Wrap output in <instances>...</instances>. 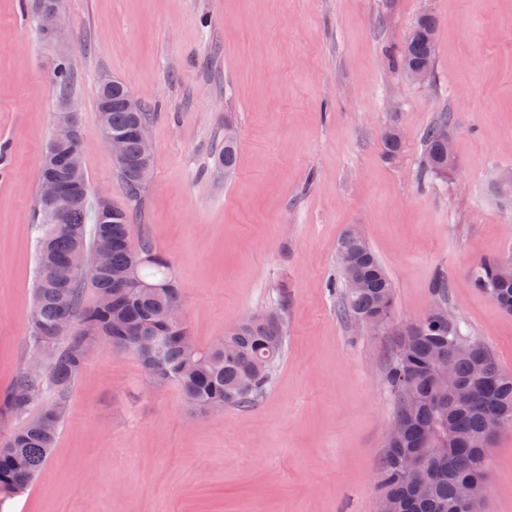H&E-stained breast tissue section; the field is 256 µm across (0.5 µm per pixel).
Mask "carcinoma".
<instances>
[{
  "label": "carcinoma",
  "mask_w": 512,
  "mask_h": 512,
  "mask_svg": "<svg viewBox=\"0 0 512 512\" xmlns=\"http://www.w3.org/2000/svg\"><path fill=\"white\" fill-rule=\"evenodd\" d=\"M437 20L423 15L406 40L402 67L434 68ZM129 88L122 83L98 91L97 108L102 135L124 137L129 163L118 166L127 193L140 197L144 180L134 161L142 156L135 126L148 122L143 110L129 111L123 103ZM445 123L431 126L423 137L425 168L448 174V155L440 139ZM50 141L58 151L48 168L58 178L69 180L71 148L83 150L58 124ZM89 194L73 201L66 210L67 223L48 224L38 206L37 279L29 311L28 349L48 347L54 357L42 377L23 368L0 397V414H29L49 386L55 400L15 429L0 447V512L36 478L55 447L58 428L71 383L84 371L86 361L76 354L84 342L106 344L138 357L154 385L176 383L185 400L201 410L214 403L228 408H248L263 392L270 370L286 344V331L272 314L248 318L228 329L210 348L195 347L184 320L163 323L168 310L180 304V295L169 263L147 243L134 247L129 234L130 215L123 209L110 213L94 210L92 228H87ZM107 244L111 264L101 268L95 260L80 269H69L71 254L81 250L95 254ZM341 255L342 313L347 319L377 317L387 324L394 309L393 285L366 238L350 229L338 241ZM138 256L147 261L136 268L142 288H126L112 294V307L86 306L83 290L112 288V270L123 269ZM512 259L507 255L482 260L471 271L474 287L487 294L502 311L512 314ZM356 279L358 287H349ZM158 339L152 357L138 346ZM453 357L456 382L466 396L448 389L439 377L436 363ZM387 379L399 398L396 419L406 426L398 448L384 456L379 490L390 500L393 512H463L459 486L486 474L485 426L496 415L512 427V371L503 369L478 339L448 326V310L441 305L429 309L400 334L389 363Z\"/></svg>",
  "instance_id": "obj_1"
}]
</instances>
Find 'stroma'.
I'll list each match as a JSON object with an SVG mask.
<instances>
[{"label":"stroma","instance_id":"1","mask_svg":"<svg viewBox=\"0 0 512 512\" xmlns=\"http://www.w3.org/2000/svg\"><path fill=\"white\" fill-rule=\"evenodd\" d=\"M49 40L36 0H0V394L27 365L42 153L63 93L80 104L91 195L129 211L133 244L171 266L197 348L281 311L285 350L248 409L207 415L140 361L97 346L71 384L56 446L4 512H375L398 397L400 330L436 302L512 371V315L472 268L512 251V0H65ZM438 20L434 75L399 64L421 14ZM123 81L153 120L131 199L99 131L97 92ZM447 119L456 167L422 166ZM404 148L386 159L382 132ZM236 165L217 157L225 138ZM369 241L394 288L392 322L341 314L337 243ZM480 512H512V429L488 451Z\"/></svg>","mask_w":512,"mask_h":512}]
</instances>
